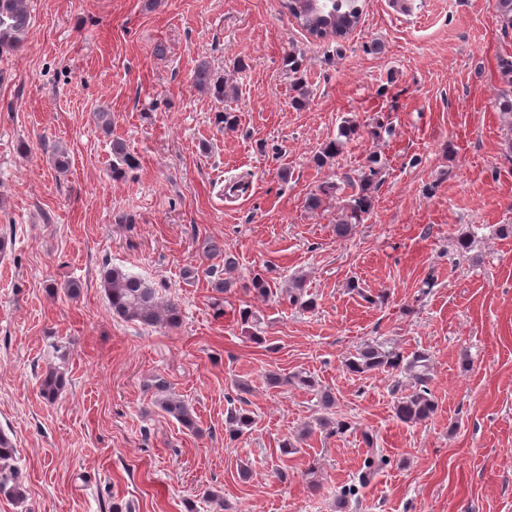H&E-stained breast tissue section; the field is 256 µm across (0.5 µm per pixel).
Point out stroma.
Returning a JSON list of instances; mask_svg holds the SVG:
<instances>
[{
	"instance_id": "obj_1",
	"label": "stroma",
	"mask_w": 512,
	"mask_h": 512,
	"mask_svg": "<svg viewBox=\"0 0 512 512\" xmlns=\"http://www.w3.org/2000/svg\"><path fill=\"white\" fill-rule=\"evenodd\" d=\"M28 7L25 47L0 56V432L27 499L0 496V512H112L130 500L138 512H207L208 491L227 512H512V235L500 232L512 225V115L497 107L512 32L496 0H411L403 13L362 0L359 26L324 41L283 0ZM291 52L310 91L301 109L290 104ZM202 60L234 96L195 89ZM102 107L108 136L93 121ZM224 107L234 128L215 121ZM352 119L387 130L317 165ZM115 138L137 161L118 178ZM372 155L383 166L374 205L337 238L346 192L314 211L305 201ZM206 239L235 260L230 292L205 274L224 263L203 255ZM107 263L177 302L180 325L113 317ZM188 266L199 278H183ZM257 274L273 289L263 301L248 289ZM295 276L313 307L289 302ZM377 342L429 354L426 421L395 417L406 373L346 370ZM53 365L65 384L50 403L41 381ZM300 371L331 389L332 409L267 381ZM156 375L194 409L198 432L155 406ZM237 395L254 422L234 438ZM324 417L350 428L322 427ZM374 446L386 462L358 486Z\"/></svg>"
}]
</instances>
